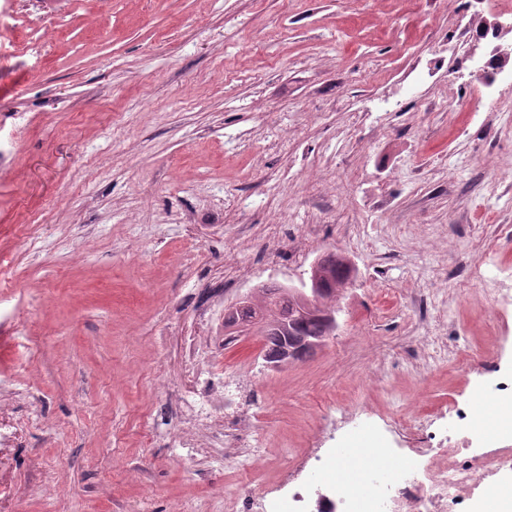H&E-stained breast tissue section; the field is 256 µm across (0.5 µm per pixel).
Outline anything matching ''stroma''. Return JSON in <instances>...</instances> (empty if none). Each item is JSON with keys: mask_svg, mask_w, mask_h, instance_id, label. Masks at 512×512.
Returning <instances> with one entry per match:
<instances>
[{"mask_svg": "<svg viewBox=\"0 0 512 512\" xmlns=\"http://www.w3.org/2000/svg\"><path fill=\"white\" fill-rule=\"evenodd\" d=\"M463 0H0V403L12 512H248L341 445L425 451L512 373V303L461 290L512 225V89L454 72ZM432 111L421 109L422 102ZM356 276L314 355L264 367L224 308L326 252ZM445 363L432 364L431 352ZM466 356L457 365L458 356ZM266 454L181 445L189 365Z\"/></svg>", "mask_w": 512, "mask_h": 512, "instance_id": "35a3bbf8", "label": "stroma"}]
</instances>
